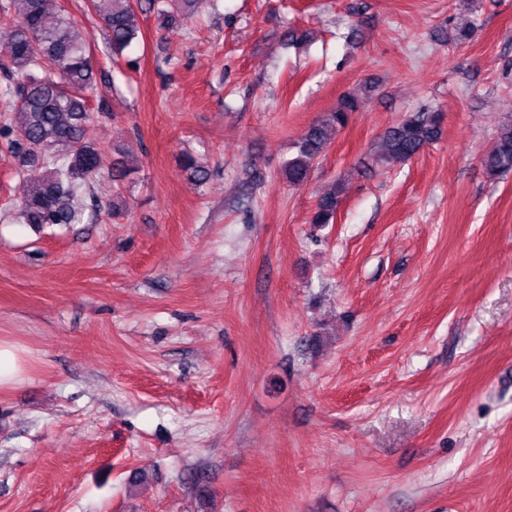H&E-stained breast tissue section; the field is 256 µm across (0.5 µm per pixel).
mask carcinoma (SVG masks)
I'll list each match as a JSON object with an SVG mask.
<instances>
[{
  "instance_id": "carcinoma-1",
  "label": "carcinoma",
  "mask_w": 512,
  "mask_h": 512,
  "mask_svg": "<svg viewBox=\"0 0 512 512\" xmlns=\"http://www.w3.org/2000/svg\"><path fill=\"white\" fill-rule=\"evenodd\" d=\"M205 0H91L101 21L108 49L119 55L138 37V13L153 10L167 24L185 19ZM54 21H47L49 9ZM0 16L9 24L0 36V135L7 138L17 161L25 189L18 211L24 223L44 225L80 224L84 210L78 196L97 179L112 178L115 192L112 214L126 207L124 184L131 171L123 161L108 160L107 152L86 137L94 117L90 108L96 97L97 65L89 42L78 23L53 0H0ZM362 95L344 94L336 107L314 123L296 145V155L282 167L292 186L302 185L324 149L326 131L344 128L351 113L361 105ZM442 114L427 107L410 112L383 134L376 161L405 163L434 143L441 134ZM486 173L498 177L512 171V117L501 121L495 146L484 161ZM182 168L202 184L209 168L186 153ZM339 190L332 187L318 199L314 224L335 219Z\"/></svg>"
}]
</instances>
